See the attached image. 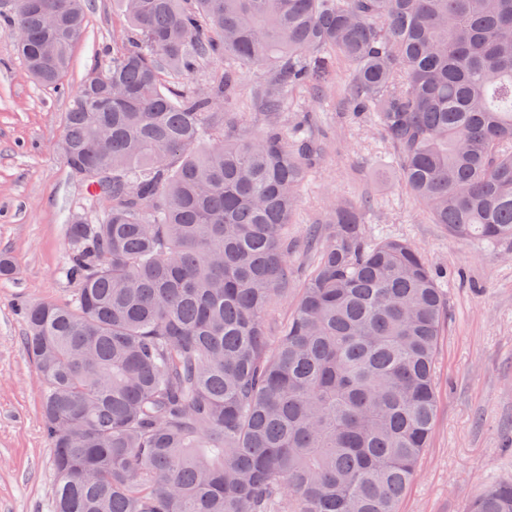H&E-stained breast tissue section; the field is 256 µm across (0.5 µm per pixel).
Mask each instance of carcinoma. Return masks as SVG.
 <instances>
[{
  "instance_id": "cac0c4a2",
  "label": "carcinoma",
  "mask_w": 512,
  "mask_h": 512,
  "mask_svg": "<svg viewBox=\"0 0 512 512\" xmlns=\"http://www.w3.org/2000/svg\"><path fill=\"white\" fill-rule=\"evenodd\" d=\"M60 150L92 197L68 219L66 303L25 310L53 451V512H398L429 445L448 303L410 243L338 202L288 319V224L319 148L297 90L343 62L407 189L456 239L512 241V0H121ZM87 0H0L31 77L57 87ZM224 59L202 87L165 78ZM268 69L248 134L237 67ZM466 512H512V482Z\"/></svg>"
}]
</instances>
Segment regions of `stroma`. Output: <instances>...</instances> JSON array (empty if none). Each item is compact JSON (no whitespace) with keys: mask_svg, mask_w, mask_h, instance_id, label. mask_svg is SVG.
<instances>
[{"mask_svg":"<svg viewBox=\"0 0 512 512\" xmlns=\"http://www.w3.org/2000/svg\"><path fill=\"white\" fill-rule=\"evenodd\" d=\"M127 24L116 0H88L86 26L74 46L75 67L62 88L36 86L0 21V255L16 273L0 279V512H52L56 475L41 414L42 381L25 349L26 305L67 300L74 288L59 274L68 249L66 217L96 218L92 199L72 176L57 143L63 115L94 56L112 53ZM266 71L238 69L235 105L243 129L266 117L248 103ZM349 82L339 68L334 91L296 92L282 120L309 115L305 132L321 142L288 226V289L276 306L285 317L311 261L307 237L337 201L356 205L369 240L399 238L445 269L440 281L448 322L435 365L437 414L432 438L399 512H464L487 485L512 481V241L449 237L432 223L399 176V165L372 114L347 111L336 96Z\"/></svg>","mask_w":512,"mask_h":512,"instance_id":"35a3bbf8","label":"stroma"}]
</instances>
